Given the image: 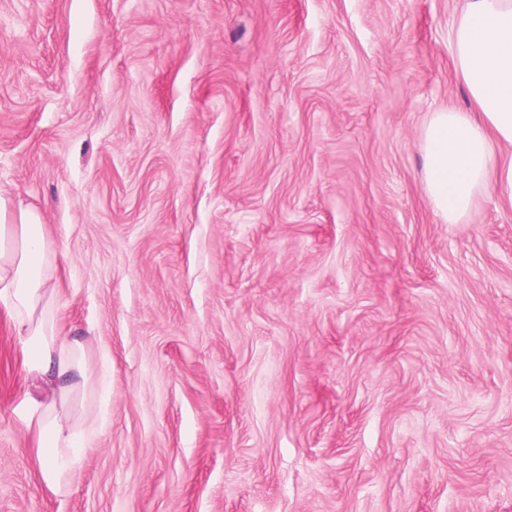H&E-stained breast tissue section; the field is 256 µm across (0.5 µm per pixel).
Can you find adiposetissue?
<instances>
[{
  "label": "adipose tissue",
  "instance_id": "ef3b65f1",
  "mask_svg": "<svg viewBox=\"0 0 512 512\" xmlns=\"http://www.w3.org/2000/svg\"><path fill=\"white\" fill-rule=\"evenodd\" d=\"M451 41L476 110L445 109L430 117L423 132L424 190L446 222L463 224L490 184L512 201V157L496 152L512 144V0H467ZM56 257L40 215L13 209L0 195V312L22 344L21 403L40 479L60 495L94 433L87 419L68 411L71 396L91 379V339L63 333Z\"/></svg>",
  "mask_w": 512,
  "mask_h": 512
}]
</instances>
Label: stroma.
<instances>
[{
    "label": "stroma",
    "mask_w": 512,
    "mask_h": 512,
    "mask_svg": "<svg viewBox=\"0 0 512 512\" xmlns=\"http://www.w3.org/2000/svg\"><path fill=\"white\" fill-rule=\"evenodd\" d=\"M463 0H0V195L95 425L42 484L0 313V512H512V203L422 181Z\"/></svg>",
    "instance_id": "stroma-1"
}]
</instances>
